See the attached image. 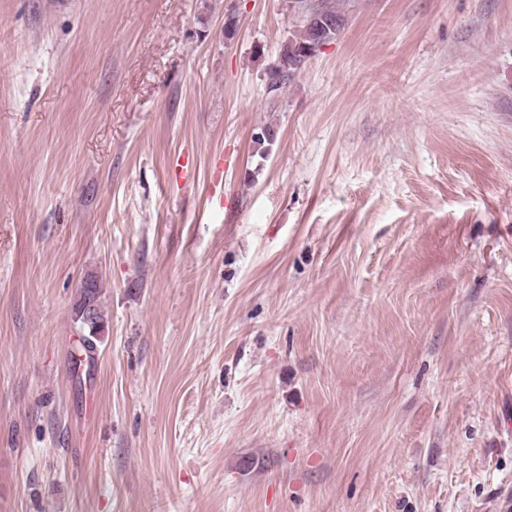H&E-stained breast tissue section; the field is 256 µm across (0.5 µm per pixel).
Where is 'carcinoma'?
I'll return each mask as SVG.
<instances>
[{
  "label": "carcinoma",
  "mask_w": 512,
  "mask_h": 512,
  "mask_svg": "<svg viewBox=\"0 0 512 512\" xmlns=\"http://www.w3.org/2000/svg\"><path fill=\"white\" fill-rule=\"evenodd\" d=\"M321 12L332 18L336 26L330 30L318 32L315 13ZM294 16V28L289 31L288 39L281 45L279 56L288 59V71L284 74L270 69L268 77L270 90L277 91L288 83L302 70L309 58L310 50L320 41L330 42L335 39L344 24V16L336 7V0H297ZM101 282L97 277H85L79 286L78 300L75 306L76 320L83 329L82 348L92 353L97 348V342L104 328L105 316L101 303ZM91 318L85 319V313Z\"/></svg>",
  "instance_id": "carcinoma-1"
}]
</instances>
